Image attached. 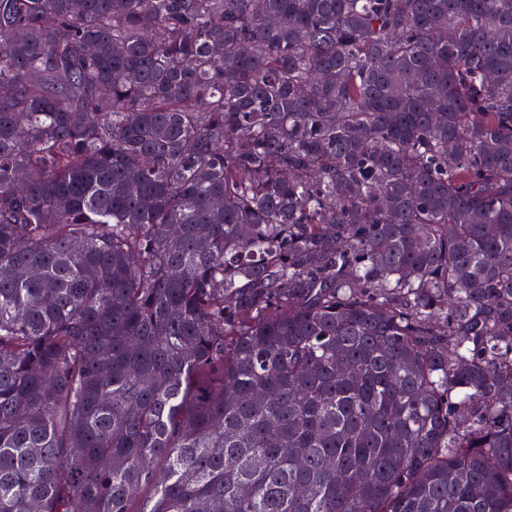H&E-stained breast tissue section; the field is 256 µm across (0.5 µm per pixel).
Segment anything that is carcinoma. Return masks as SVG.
I'll use <instances>...</instances> for the list:
<instances>
[{
  "mask_svg": "<svg viewBox=\"0 0 512 512\" xmlns=\"http://www.w3.org/2000/svg\"><path fill=\"white\" fill-rule=\"evenodd\" d=\"M0 512H512V0H0Z\"/></svg>",
  "mask_w": 512,
  "mask_h": 512,
  "instance_id": "cac0c4a2",
  "label": "carcinoma"
}]
</instances>
